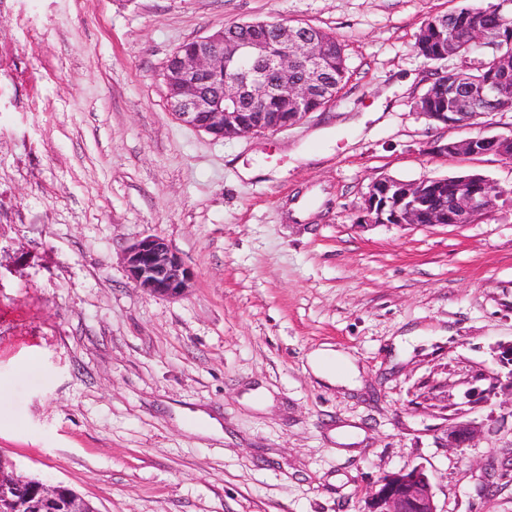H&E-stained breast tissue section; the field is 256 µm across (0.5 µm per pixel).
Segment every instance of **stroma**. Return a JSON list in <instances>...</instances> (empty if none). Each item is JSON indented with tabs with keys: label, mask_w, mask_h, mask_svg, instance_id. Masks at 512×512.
<instances>
[{
	"label": "stroma",
	"mask_w": 512,
	"mask_h": 512,
	"mask_svg": "<svg viewBox=\"0 0 512 512\" xmlns=\"http://www.w3.org/2000/svg\"><path fill=\"white\" fill-rule=\"evenodd\" d=\"M496 2L0 0V461L97 512H363L415 465L440 512H512V199L458 226L358 220L384 177L512 189V162L430 150L512 133V112L415 109L438 68L422 26ZM258 21L339 39L335 100L275 134L175 120L169 56ZM149 235L193 270L184 295L130 282ZM317 349L353 384L314 376ZM462 421L479 437L447 446Z\"/></svg>",
	"instance_id": "35a3bbf8"
}]
</instances>
